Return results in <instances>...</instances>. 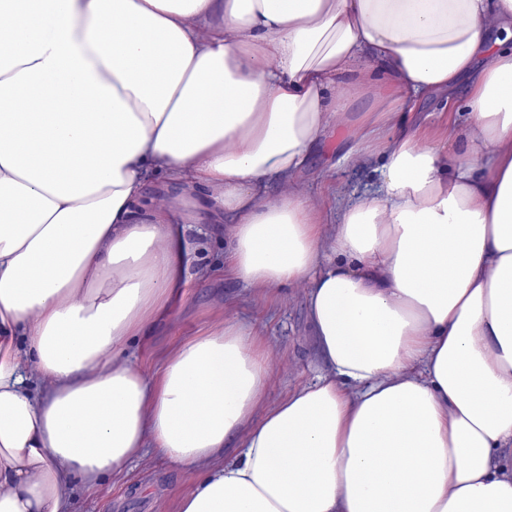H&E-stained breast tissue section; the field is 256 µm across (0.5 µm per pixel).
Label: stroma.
Here are the masks:
<instances>
[{
	"label": "stroma",
	"mask_w": 512,
	"mask_h": 512,
	"mask_svg": "<svg viewBox=\"0 0 512 512\" xmlns=\"http://www.w3.org/2000/svg\"><path fill=\"white\" fill-rule=\"evenodd\" d=\"M464 108V100L449 103L434 96L419 111L400 113L399 119L434 132L447 127ZM361 136L355 126L329 129L326 147L311 158L299 175L318 198L324 223L335 220L337 192L361 195L379 181L378 173L360 171L344 158ZM228 250L223 232L208 227L200 232L188 231L185 263L193 273L192 279L168 311L148 325L141 336L128 342L122 354L145 375L153 376L174 346L206 329L217 314L244 320L252 325L256 341L273 350L265 398L270 407L295 388L313 383L321 372L303 289L297 284H284L256 290L227 281ZM218 298L224 301L220 312L213 305ZM197 478L196 472L154 455L149 462L132 463L120 474L105 476L94 490L74 481L71 512H174L176 495L190 489Z\"/></svg>",
	"instance_id": "35a3bbf8"
}]
</instances>
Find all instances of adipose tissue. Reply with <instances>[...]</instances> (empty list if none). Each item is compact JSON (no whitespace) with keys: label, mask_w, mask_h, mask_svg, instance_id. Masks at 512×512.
<instances>
[{"label":"adipose tissue","mask_w":512,"mask_h":512,"mask_svg":"<svg viewBox=\"0 0 512 512\" xmlns=\"http://www.w3.org/2000/svg\"><path fill=\"white\" fill-rule=\"evenodd\" d=\"M377 73L322 224L298 174ZM460 94L465 153L394 121ZM203 221L304 287L323 371L271 408L244 321L121 355ZM154 451L176 512H512V0H0V512Z\"/></svg>","instance_id":"obj_1"}]
</instances>
